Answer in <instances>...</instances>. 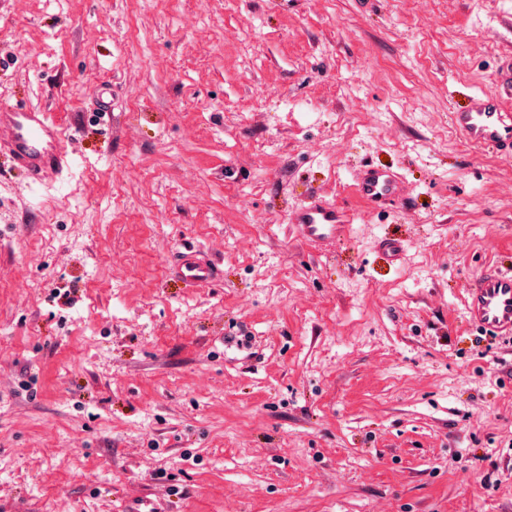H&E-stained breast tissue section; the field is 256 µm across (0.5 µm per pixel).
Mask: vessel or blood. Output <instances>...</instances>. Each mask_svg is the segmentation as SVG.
<instances>
[{
    "label": "vessel or blood",
    "mask_w": 512,
    "mask_h": 512,
    "mask_svg": "<svg viewBox=\"0 0 512 512\" xmlns=\"http://www.w3.org/2000/svg\"><path fill=\"white\" fill-rule=\"evenodd\" d=\"M451 122L473 147L497 148L504 158L512 157V111L505 109L496 94L483 92L451 114ZM0 153L8 154L15 168L29 183L44 184L63 177L72 158L59 125L48 112L12 105L0 106ZM355 190L365 203L379 207L401 194L395 176L369 168L359 176ZM293 229L310 244H332L345 236L349 218L336 206L312 200L295 211ZM173 275L188 284L208 285L222 281L223 270L201 250L177 253ZM466 321L488 336L512 335V270L484 268L466 287Z\"/></svg>",
    "instance_id": "1"
}]
</instances>
